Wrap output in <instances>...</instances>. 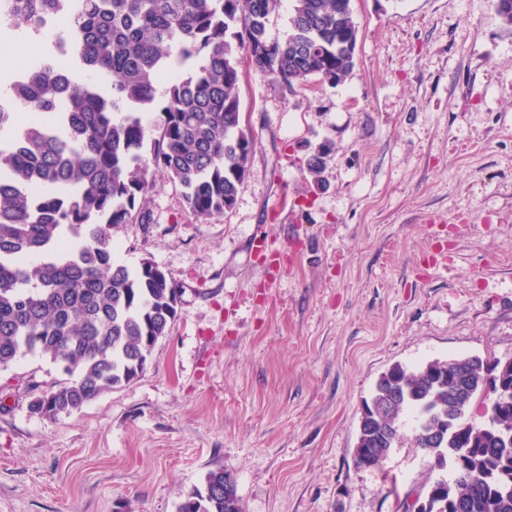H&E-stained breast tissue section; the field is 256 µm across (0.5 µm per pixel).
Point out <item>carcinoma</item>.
I'll list each match as a JSON object with an SVG mask.
<instances>
[{
    "mask_svg": "<svg viewBox=\"0 0 512 512\" xmlns=\"http://www.w3.org/2000/svg\"><path fill=\"white\" fill-rule=\"evenodd\" d=\"M290 2L281 40L269 25L282 0H12L0 10L1 30L33 34L46 16L64 18L71 62L63 91L50 65L61 43L49 42L4 89L14 110L0 109V131L19 110L54 116L0 147V369L31 355L70 377L36 396L31 412L55 421L135 380L179 317L170 273L147 259L136 268L115 262L109 228L148 220L157 175L181 188L200 222L233 208L254 148L242 126L240 55L290 92L312 80L336 86L354 67L351 0ZM492 6L512 29V0ZM142 112L159 113L158 123L144 124ZM329 151L321 145L306 160L316 184ZM456 378L465 386L453 391ZM490 381L510 394L478 421L472 410ZM364 407L357 465L406 440L432 459L421 512H512V359L395 364ZM406 414L415 421L409 438ZM177 512H244L235 478L209 471Z\"/></svg>",
    "mask_w": 512,
    "mask_h": 512,
    "instance_id": "obj_1",
    "label": "carcinoma"
}]
</instances>
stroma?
<instances>
[{
    "instance_id": "1",
    "label": "stroma",
    "mask_w": 512,
    "mask_h": 512,
    "mask_svg": "<svg viewBox=\"0 0 512 512\" xmlns=\"http://www.w3.org/2000/svg\"><path fill=\"white\" fill-rule=\"evenodd\" d=\"M352 9L341 84L243 77L255 144L231 211L199 222L160 178L148 222L111 227L120 263L182 290L143 374L49 421L28 388L66 374L0 370V512H176L217 468L244 512H402L432 477L406 442L357 466L360 410L394 364L512 358V32L491 0Z\"/></svg>"
}]
</instances>
